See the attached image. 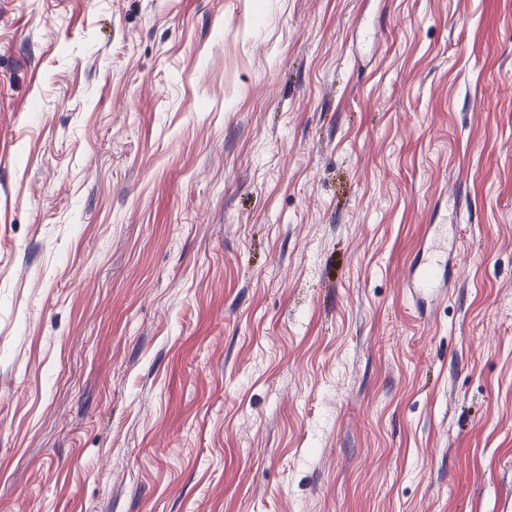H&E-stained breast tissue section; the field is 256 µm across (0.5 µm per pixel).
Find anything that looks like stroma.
Returning a JSON list of instances; mask_svg holds the SVG:
<instances>
[{
	"label": "stroma",
	"mask_w": 512,
	"mask_h": 512,
	"mask_svg": "<svg viewBox=\"0 0 512 512\" xmlns=\"http://www.w3.org/2000/svg\"><path fill=\"white\" fill-rule=\"evenodd\" d=\"M0 512H512V0H0ZM446 249L433 238L422 249L419 259L410 267L405 283L406 292L414 299H425L440 292L448 275Z\"/></svg>",
	"instance_id": "stroma-1"
}]
</instances>
